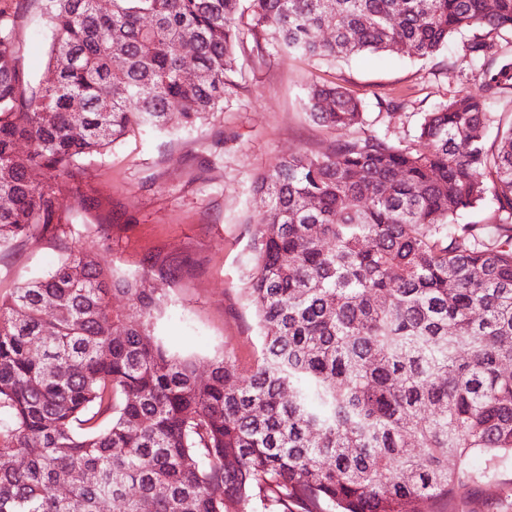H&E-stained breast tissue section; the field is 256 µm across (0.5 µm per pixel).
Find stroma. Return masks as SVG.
Wrapping results in <instances>:
<instances>
[{
	"instance_id": "stroma-1",
	"label": "stroma",
	"mask_w": 512,
	"mask_h": 512,
	"mask_svg": "<svg viewBox=\"0 0 512 512\" xmlns=\"http://www.w3.org/2000/svg\"><path fill=\"white\" fill-rule=\"evenodd\" d=\"M23 47L33 77L46 71L49 28L37 0H0ZM455 40L434 56L401 54L284 58L273 41L245 35L222 111L194 128L172 116L167 131H131L105 156L87 165L99 207L87 212L79 197L63 202L74 215L65 242H28L0 250V297L32 275L52 269L64 250H91L106 266L133 274L144 254L177 263L192 258L182 280H156L162 307L155 332L173 352L200 367L228 355L242 375L258 356L259 330L242 287L252 265V235L265 210L253 195L255 178L301 150L332 151L340 131L313 120L303 106L310 83L335 84L360 98L364 132H389L409 144L422 113L451 94L476 92L478 80ZM402 103L379 112L377 98ZM458 512H512V463L495 480L471 489Z\"/></svg>"
}]
</instances>
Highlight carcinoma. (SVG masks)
<instances>
[{"mask_svg": "<svg viewBox=\"0 0 512 512\" xmlns=\"http://www.w3.org/2000/svg\"><path fill=\"white\" fill-rule=\"evenodd\" d=\"M40 2L44 79L0 17V248L66 237L61 200L94 201L85 162L131 129L223 109L245 29L333 58H423L471 31L480 93L423 113L421 148L352 134L256 178L246 379L229 355L203 375L159 341L153 279L180 264L130 275L72 250L0 298V512H457L512 460V125L487 145L512 93V0ZM304 106L335 129L366 121L336 86L310 85ZM489 198L487 222L455 223Z\"/></svg>", "mask_w": 512, "mask_h": 512, "instance_id": "obj_1", "label": "carcinoma"}]
</instances>
